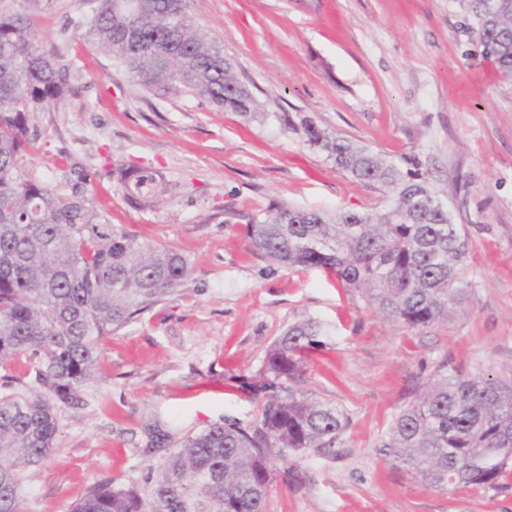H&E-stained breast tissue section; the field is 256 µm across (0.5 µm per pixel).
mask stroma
<instances>
[{"label": "stroma", "mask_w": 512, "mask_h": 512, "mask_svg": "<svg viewBox=\"0 0 512 512\" xmlns=\"http://www.w3.org/2000/svg\"><path fill=\"white\" fill-rule=\"evenodd\" d=\"M93 0H0L34 18L71 68L78 92L31 115V169L51 183L94 173L104 216L192 262L185 298L154 306L109 336L77 407L59 406L55 448L22 482V512H71L94 485H142L175 441L225 418L251 419L243 386L289 325H329L307 386L352 424L335 458L275 479L267 512H512V488L444 493L376 453L392 419L441 359L512 381V82L487 61L466 0H194L201 31L224 46L262 111L310 117L328 132L421 175L468 238L474 283L447 321L411 334L315 271L273 270L240 233L279 200L306 210H381L390 189L352 180L275 120L245 123L180 91L149 93L81 35ZM161 169L179 191L151 210L130 206L110 171Z\"/></svg>", "instance_id": "1"}]
</instances>
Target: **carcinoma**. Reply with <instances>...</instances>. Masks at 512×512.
Segmentation results:
<instances>
[{
    "instance_id": "obj_1",
    "label": "carcinoma",
    "mask_w": 512,
    "mask_h": 512,
    "mask_svg": "<svg viewBox=\"0 0 512 512\" xmlns=\"http://www.w3.org/2000/svg\"><path fill=\"white\" fill-rule=\"evenodd\" d=\"M192 0H97L86 38L149 91L182 89L247 121L273 117L353 180L391 188L381 211L301 210L275 201L244 225L251 249L284 270L318 269L409 332L448 319L474 283L468 243L430 183L385 155L288 113L261 112L224 46L201 33ZM482 55L512 79V0H467ZM75 93L70 65L45 48L35 21L0 13V512H21L24 470L51 455L55 406L77 405L105 339L145 311L188 293L184 254L110 224L86 195L92 182L50 184L27 169L29 118ZM126 200L152 209L171 191L149 166L113 169ZM331 336L296 322L252 385L256 416L224 420L172 449L146 489L97 485L73 512H266L275 472L298 480L306 460L333 456L346 409L305 388L310 352ZM34 364L32 381L10 374ZM377 453L441 491H500L512 481V382L443 360L381 436Z\"/></svg>"
}]
</instances>
